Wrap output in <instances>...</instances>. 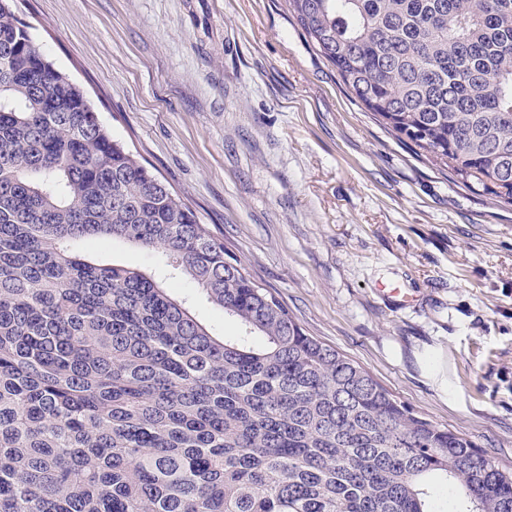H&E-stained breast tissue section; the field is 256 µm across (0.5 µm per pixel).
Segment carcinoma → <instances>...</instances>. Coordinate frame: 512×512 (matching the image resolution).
I'll list each match as a JSON object with an SVG mask.
<instances>
[{
	"instance_id": "carcinoma-1",
	"label": "carcinoma",
	"mask_w": 512,
	"mask_h": 512,
	"mask_svg": "<svg viewBox=\"0 0 512 512\" xmlns=\"http://www.w3.org/2000/svg\"><path fill=\"white\" fill-rule=\"evenodd\" d=\"M0 0V512H512V469L308 335ZM398 139L512 204V0H288ZM158 255L232 319L214 336ZM95 256H102L103 260L131 267H138L147 271H154L156 267V258L154 254H149L128 244H121L115 247L103 245L95 241L89 245Z\"/></svg>"
}]
</instances>
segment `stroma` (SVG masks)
Here are the masks:
<instances>
[{
  "label": "stroma",
  "instance_id": "stroma-1",
  "mask_svg": "<svg viewBox=\"0 0 512 512\" xmlns=\"http://www.w3.org/2000/svg\"><path fill=\"white\" fill-rule=\"evenodd\" d=\"M35 44L311 336L512 467V206L397 139L287 0H16Z\"/></svg>",
  "mask_w": 512,
  "mask_h": 512
}]
</instances>
